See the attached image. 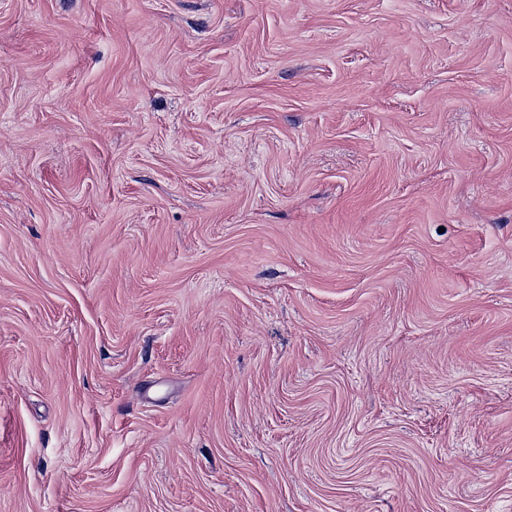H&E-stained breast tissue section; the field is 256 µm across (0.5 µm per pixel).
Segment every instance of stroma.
<instances>
[{
	"label": "stroma",
	"instance_id": "obj_1",
	"mask_svg": "<svg viewBox=\"0 0 512 512\" xmlns=\"http://www.w3.org/2000/svg\"><path fill=\"white\" fill-rule=\"evenodd\" d=\"M0 512H512V0H0Z\"/></svg>",
	"mask_w": 512,
	"mask_h": 512
}]
</instances>
